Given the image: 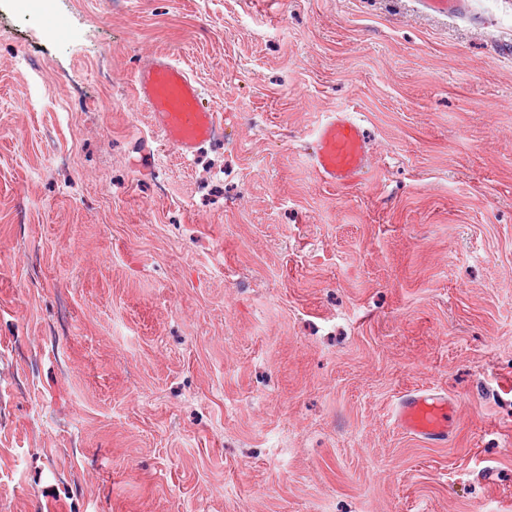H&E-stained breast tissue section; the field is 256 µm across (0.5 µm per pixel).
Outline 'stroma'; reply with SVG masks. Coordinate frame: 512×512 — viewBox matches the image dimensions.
<instances>
[{
	"mask_svg": "<svg viewBox=\"0 0 512 512\" xmlns=\"http://www.w3.org/2000/svg\"><path fill=\"white\" fill-rule=\"evenodd\" d=\"M0 512H512V0H0ZM133 84L153 126L183 158L216 134L217 113L201 105L198 82L173 59L153 55L141 60ZM311 153L318 176L344 187L356 182L368 167V141L362 125L348 112H337L320 125ZM454 406L445 395L433 390L405 394L393 412V423L401 432L431 445L448 442Z\"/></svg>",
	"mask_w": 512,
	"mask_h": 512,
	"instance_id": "stroma-1",
	"label": "stroma"
}]
</instances>
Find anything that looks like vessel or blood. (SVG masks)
Listing matches in <instances>:
<instances>
[{
    "label": "vessel or blood",
    "mask_w": 512,
    "mask_h": 512,
    "mask_svg": "<svg viewBox=\"0 0 512 512\" xmlns=\"http://www.w3.org/2000/svg\"><path fill=\"white\" fill-rule=\"evenodd\" d=\"M138 99L146 106L153 126L182 157L191 156L218 128L216 112L201 104L195 78L173 59L153 55L140 61L133 78ZM318 176L344 187L356 182L368 167V141L362 125L339 112L320 125L311 153ZM454 406L433 390L405 394L393 412L401 432L431 445L447 443Z\"/></svg>",
    "instance_id": "b4317fda"
}]
</instances>
